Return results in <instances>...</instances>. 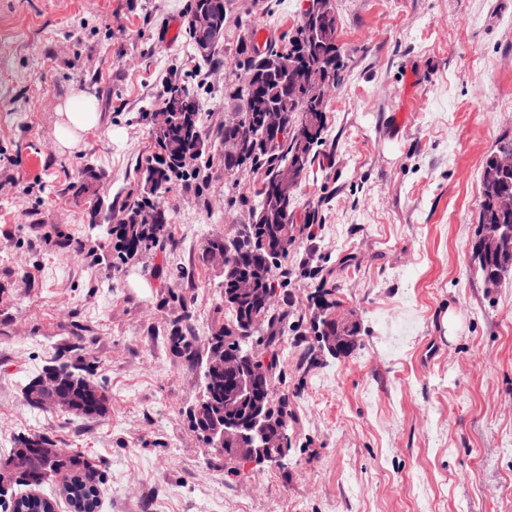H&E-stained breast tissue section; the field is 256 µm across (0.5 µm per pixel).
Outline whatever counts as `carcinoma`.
<instances>
[{
  "instance_id": "obj_1",
  "label": "carcinoma",
  "mask_w": 512,
  "mask_h": 512,
  "mask_svg": "<svg viewBox=\"0 0 512 512\" xmlns=\"http://www.w3.org/2000/svg\"><path fill=\"white\" fill-rule=\"evenodd\" d=\"M316 15L303 20L299 26L314 32L313 37L302 40L289 39L288 49L260 52L243 47V65L247 70L244 84L252 89L244 91L231 86L224 91V99L238 110L239 121L224 127L221 144L233 146L224 153L227 170L262 171L263 179L256 191L257 200L249 207L251 222L242 230L219 238L210 239L204 248L207 260L223 268L221 284L222 305L215 311L211 347L227 354H236L244 337L268 323L267 344L271 347L270 361L257 393L264 399L265 407L276 416L286 412V399H275L272 374L280 364V348L276 336L288 328L287 314L276 315L269 306L258 308L243 305L232 297L233 280L253 267L263 271L256 283L262 292L275 293V278L271 270L282 267V262L296 243V224L293 221L292 203L295 189L314 163L318 147L326 131L328 95L319 89L291 86L274 77L279 68L298 70L309 65L329 72L334 83H339L344 67L337 45L339 19L336 9L325 7L324 0H316ZM207 11L224 26L226 8L224 0H190L189 16ZM177 102V109L169 113V126L152 132L157 153L147 160L141 172V188L133 198L125 200L112 211V223L99 226L102 237L110 240L114 258L127 263L151 252L169 236L171 216L160 202V194L176 181L188 179L197 172L196 162L208 152L200 126V104L196 95L181 84L167 86L161 106ZM268 106H278L284 140L274 142L263 130L261 117ZM512 153V141H503L497 150L485 159L481 172V200L478 223L512 224V214L505 215L497 207V198L512 193V170L508 175L499 172V160ZM295 167V178L288 187L280 185L281 170ZM150 211L153 221L142 222V215ZM336 285H322L316 298L323 318L316 336H356L358 326L336 328ZM172 352L187 362H197L198 354L193 341L177 327L168 336ZM65 365H50L28 379L21 393L25 404L43 411L42 401L35 397L40 389L44 397L60 395L69 402V413L83 418L101 417L108 412L111 395L107 386L85 373L80 366L70 368L60 383H54V374ZM202 394L189 410L192 428L207 444H212V432L224 426V388L235 383L236 375L222 368L213 370L209 364L201 365ZM54 444L47 434H22L17 437L8 457L0 462V502L12 507V512H54L48 498L37 494L17 495L16 486H41L56 475H63L66 482L61 493L71 508L78 512H98L102 493V476L97 466L80 454L58 453L47 461L41 449Z\"/></svg>"
}]
</instances>
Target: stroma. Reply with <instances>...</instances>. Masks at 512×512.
Instances as JSON below:
<instances>
[{"label": "stroma", "mask_w": 512, "mask_h": 512, "mask_svg": "<svg viewBox=\"0 0 512 512\" xmlns=\"http://www.w3.org/2000/svg\"><path fill=\"white\" fill-rule=\"evenodd\" d=\"M226 3L204 61L189 0H0V454L50 435L98 465L99 512H512V271L488 287L470 250L483 161L512 140V0H336L344 69L274 300L288 452L244 469L192 430L199 369L166 334L207 352L223 274L202 249L248 223L261 178L224 168V89L252 30L286 48L306 0ZM171 83L197 93L210 156L165 194L166 244L115 269L83 170L100 201L135 196ZM79 88L99 122L63 152L57 107ZM326 279L360 326L346 358L314 340ZM59 353L107 386L106 416L24 403ZM168 343L172 352L187 362L197 363L198 354L194 349L193 341L189 336H186L182 329L173 327L168 336Z\"/></svg>", "instance_id": "stroma-1"}]
</instances>
